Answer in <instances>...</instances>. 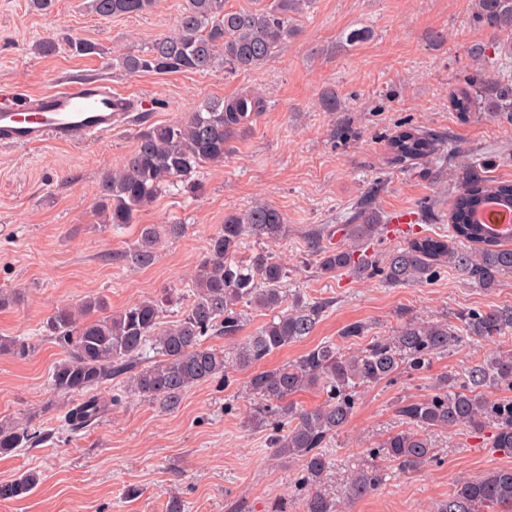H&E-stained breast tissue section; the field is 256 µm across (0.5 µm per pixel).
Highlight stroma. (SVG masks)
<instances>
[{"label":"stroma","instance_id":"35a3bbf8","mask_svg":"<svg viewBox=\"0 0 512 512\" xmlns=\"http://www.w3.org/2000/svg\"><path fill=\"white\" fill-rule=\"evenodd\" d=\"M181 4L161 0L147 14L103 19L86 11L85 0H55L47 13L34 11L30 0H0V92H47L87 76L138 102L119 129L90 144L0 148V291L20 295L0 309V336L30 347L22 358L0 355V421L27 419L55 433L52 441L0 457V482L30 470L40 476L24 498L0 501V512H167L174 499L183 512H305L302 461L274 457L269 430L246 423L248 372L229 370L221 388L194 386L172 413L105 384L99 395L110 402L109 413L75 434L65 422L69 401L50 384L63 351L43 325L56 307L101 297L115 313L167 288L185 293L209 234L226 214L255 202L278 210L286 231L273 242L246 238V251L273 253L290 293L330 304L310 336L269 356L264 368L324 342L357 351L370 337L392 335L406 317L452 322L471 309L512 304V275L485 290L445 267L434 281L395 286L378 275L321 276L310 251L317 229L335 246H350L346 226L368 193L380 226L365 251L377 263L410 234L391 229L393 212L415 213L419 234L447 235L463 171L451 161L390 165L388 140L399 128L456 141L478 171L512 180V114L463 119L449 105L450 92L474 71L470 47L480 46L491 61L502 56L499 37L474 22L473 0H314L297 22L298 35L259 68L125 71L121 56L172 31ZM66 36L94 43L97 53L74 55L61 43ZM42 39L59 49L39 54ZM245 90L261 95L266 109L231 140L222 163L199 168L200 194L173 188L146 205L135 224L115 230L101 223L100 180L131 153L142 128L178 123L204 101ZM330 91L332 112L323 105ZM142 224H180L184 231L159 236L152 265L119 261ZM356 321L366 324V337L341 342V329ZM508 349L512 339H467L424 369L360 388L348 424L323 450L328 466L317 491L339 512H435L458 478L512 467V450L491 445L493 426L433 427V462L407 473L384 462L387 482L376 493H348L353 471L372 465L378 445L405 429L400 406L432 394L438 377L460 378Z\"/></svg>","mask_w":512,"mask_h":512}]
</instances>
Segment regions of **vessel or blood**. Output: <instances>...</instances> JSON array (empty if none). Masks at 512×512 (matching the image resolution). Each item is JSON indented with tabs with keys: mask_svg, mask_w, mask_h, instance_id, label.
I'll return each mask as SVG.
<instances>
[{
	"mask_svg": "<svg viewBox=\"0 0 512 512\" xmlns=\"http://www.w3.org/2000/svg\"><path fill=\"white\" fill-rule=\"evenodd\" d=\"M134 108L129 95L98 81H71L57 90L25 96L20 102L8 93L0 96V146L82 144L111 135ZM473 220L500 235L512 234V210L497 204L482 206Z\"/></svg>",
	"mask_w": 512,
	"mask_h": 512,
	"instance_id": "obj_1",
	"label": "vessel or blood"
}]
</instances>
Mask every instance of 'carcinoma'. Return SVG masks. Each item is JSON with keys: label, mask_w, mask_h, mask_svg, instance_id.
Masks as SVG:
<instances>
[{"label": "carcinoma", "mask_w": 512, "mask_h": 512, "mask_svg": "<svg viewBox=\"0 0 512 512\" xmlns=\"http://www.w3.org/2000/svg\"><path fill=\"white\" fill-rule=\"evenodd\" d=\"M251 9H227L225 0H184L175 32L156 39L147 50L121 58L123 68L140 72H208L222 66L247 71L259 67L298 31L296 21L312 0H260ZM158 0H89L87 8L101 18L139 16L152 11ZM473 19L495 35H512V0H474ZM453 109L462 116L471 112L512 113V74L492 75L478 67L471 79L450 96ZM266 101L257 93L209 100L176 124L148 127L137 135L132 153L117 169L105 173L99 187V213L114 227L134 223L142 207L158 194L184 186L192 194L203 186L192 179L205 164L224 162L228 143L245 131ZM390 163L406 164L436 154V139L413 128L397 131L388 142ZM458 160L465 171L449 213V237L421 235L409 239L389 255L384 267L355 249L332 248L321 239L311 242L317 270L331 277L345 270H372L393 285L426 283L447 266L479 288H494L505 274H512V238L505 240L471 222V212L493 200L512 208V180L480 174L452 141L441 160ZM350 236L356 243L374 237L379 215L365 199L356 207ZM279 211L266 203L253 205L243 214L224 216V224L208 238L206 256L196 273L192 298L180 319L161 322L164 300L133 303L108 315L104 299L89 298L78 309H57L44 323V333L65 351L51 374V387L74 397L66 412L73 432L101 419L108 410L97 388L120 379L130 391L162 410H177L187 391L199 384L225 382L231 366L250 369L249 390L254 396L247 423L271 430L270 444L276 457L305 460L304 483L315 484L327 461L322 448L349 421L358 388L394 379L407 367H420L462 342L464 338L495 339L512 336V305L489 306L461 315V324H400L391 336H378L364 349L350 354L334 343L319 344L297 360L269 370H255L261 362L289 344L309 336L329 307L324 301L304 302L293 297L291 309L280 311L288 300L285 271L268 252L255 251L231 263L244 236L273 242L284 233ZM158 231L145 224L125 260L149 266L156 260ZM274 312L270 321L236 346L231 355L205 345L208 336L234 338L243 326L238 305ZM28 346L13 337H0V355L22 356ZM152 351L158 360L145 359ZM490 385L512 390V351L495 354L470 366L461 381L443 376L437 392L419 402L399 407L410 428L394 433L380 445L384 457L406 471L415 470L434 457L425 431L431 427L467 426L480 430L495 425L493 445L512 449V398L492 399L481 388ZM317 388L325 394L318 406H297L292 397ZM49 434L31 424H0V455L47 441ZM385 480L384 469L373 466L354 474L350 495L361 498L377 491ZM39 482L28 471L0 482V501L25 497ZM498 506L512 509V468H497L477 478L454 484L437 512H489ZM306 512H338L330 499L313 492Z\"/></svg>", "instance_id": "1"}]
</instances>
